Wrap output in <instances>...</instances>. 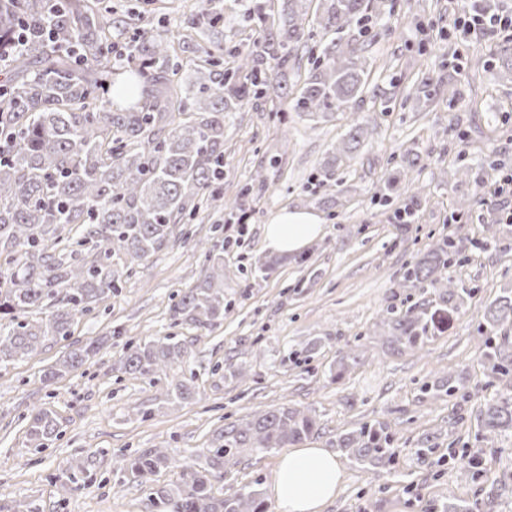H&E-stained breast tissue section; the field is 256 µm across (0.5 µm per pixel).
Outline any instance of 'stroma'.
<instances>
[{
  "label": "stroma",
  "mask_w": 512,
  "mask_h": 512,
  "mask_svg": "<svg viewBox=\"0 0 512 512\" xmlns=\"http://www.w3.org/2000/svg\"><path fill=\"white\" fill-rule=\"evenodd\" d=\"M129 13L113 32L125 42L143 27L188 33L201 0H123ZM385 25H373L377 41L364 53L372 77L382 85L410 86L424 72L460 89L457 103L440 97L424 111L415 103H381L365 97L358 110L337 112L315 123L291 112L276 118L261 102L232 113L224 133L225 197H235L255 171L266 187L250 194L245 223L207 209L192 224L179 225L172 240L132 270L105 301L77 317L71 340L46 341L35 356L0 366V512L18 502L31 512H152L149 489L126 480L115 457L165 448L194 457L210 432L254 411L282 405L311 410L320 429L310 441L332 449L339 433L379 420L395 433L401 452L390 471L373 474L340 456L343 476L324 512H428L430 504L456 497L478 498L479 484L461 478L457 462L476 455L484 468L512 470V433L476 441V414L494 386L481 359L478 326L485 306L512 286V223L501 198L483 185L457 180L452 169L491 158L512 171V81L495 71L474 70L473 55L491 54L488 36L466 34L465 0H387ZM367 121L373 136L360 156L321 185V165L352 119ZM427 153L415 177L421 203L408 226L397 211L408 198L393 193L382 203L376 188L403 152ZM340 204L328 208L325 198ZM465 212H457L459 200ZM316 214L324 234L301 252L264 273L255 262L271 257L263 228L278 211ZM500 223L496 244L470 251L453 266V277L472 288L459 317L422 351L396 349L384 321L387 306L407 308L432 290L400 287L406 266L433 242L453 232L480 238L486 224ZM225 244L224 321L212 331L174 323L169 306L193 287L203 265L201 242ZM174 336L189 347L174 375H194L195 399L178 405L162 401L163 387L149 379L113 371L127 341ZM99 343L93 359L77 371L43 386V371L71 342ZM357 357L339 379L330 370L345 354ZM452 375L463 394L432 399L427 385ZM53 410L61 435L48 448L27 447L25 430L33 407ZM441 434L437 464L417 455L420 439ZM280 450H247L215 483V494L271 486ZM87 463L79 490L61 495L71 466Z\"/></svg>",
  "instance_id": "1"
}]
</instances>
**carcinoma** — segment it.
I'll return each instance as SVG.
<instances>
[{
    "mask_svg": "<svg viewBox=\"0 0 512 512\" xmlns=\"http://www.w3.org/2000/svg\"><path fill=\"white\" fill-rule=\"evenodd\" d=\"M245 0L241 19L254 24L248 43L235 48L232 66L222 73V48L199 46L201 56L189 82L176 79V60L167 31H135L125 61L112 62V19L94 0H0V44L27 29V40L4 66L11 73L6 103L0 106V138L10 139L0 163V364L29 357L49 339L72 336L76 315L117 290L114 266L131 268L165 247L176 225L190 224L203 206L233 215L240 198H223L225 121L244 104L264 98L290 101L291 110L319 122L332 118L381 90L370 86L347 31L386 14L385 0ZM310 68L296 79L301 50ZM275 61L279 80L269 79L265 59ZM496 69L512 77V47L490 59L474 57L471 67ZM441 82L427 75L407 93L430 99ZM372 131L353 121L332 145L323 176L336 172L345 155H357ZM497 164L486 159L458 168L453 176L485 182ZM470 241L441 237L406 267L399 286L433 288L438 306L426 299L404 310L386 309L392 342L421 350L447 330L474 291L448 270L465 255ZM196 284L171 305V317L209 330L224 319V252L213 243ZM61 299L63 307L30 322L25 314ZM512 289L488 304L478 332L482 360L496 396L480 408L475 438L494 440L512 431ZM94 351L72 350L44 373L50 382L80 368ZM186 346L171 336L128 343L113 369L165 382L168 403L195 397L193 379L170 378ZM319 431L311 411L278 407L251 419L215 429L189 462L166 448L123 456L119 464L133 483L143 484L163 470L180 479L150 495L155 512H268L260 483L217 496L213 482L238 463L246 449L296 448ZM55 414L32 409L27 443L41 449L58 437ZM336 448L374 470L394 463L395 435L381 421L341 434ZM479 512H499L498 490L512 487V474L485 479Z\"/></svg>",
    "mask_w": 512,
    "mask_h": 512,
    "instance_id": "1",
    "label": "carcinoma"
}]
</instances>
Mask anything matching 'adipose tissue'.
I'll return each mask as SVG.
<instances>
[{
    "label": "adipose tissue",
    "mask_w": 512,
    "mask_h": 512,
    "mask_svg": "<svg viewBox=\"0 0 512 512\" xmlns=\"http://www.w3.org/2000/svg\"><path fill=\"white\" fill-rule=\"evenodd\" d=\"M319 218L304 211H281L263 229L273 251L295 254L321 237ZM342 471L335 456L316 445H304L284 454L277 466L271 495L277 512H323L335 497Z\"/></svg>",
    "instance_id": "adipose-tissue-1"
}]
</instances>
